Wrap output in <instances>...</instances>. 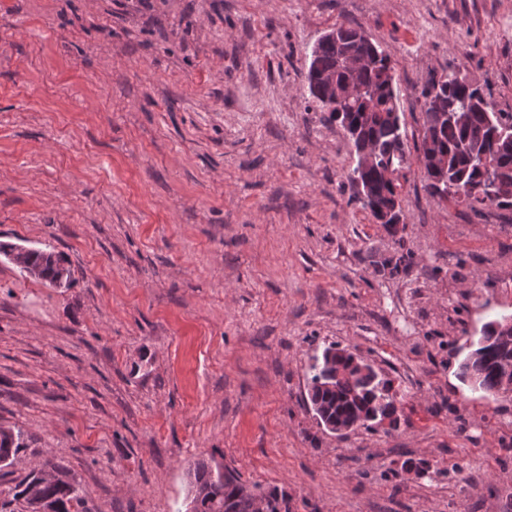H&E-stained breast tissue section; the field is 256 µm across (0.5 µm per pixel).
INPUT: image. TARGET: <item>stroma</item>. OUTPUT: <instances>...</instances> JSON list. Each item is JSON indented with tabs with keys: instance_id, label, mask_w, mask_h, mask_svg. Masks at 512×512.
<instances>
[{
	"instance_id": "1",
	"label": "stroma",
	"mask_w": 512,
	"mask_h": 512,
	"mask_svg": "<svg viewBox=\"0 0 512 512\" xmlns=\"http://www.w3.org/2000/svg\"><path fill=\"white\" fill-rule=\"evenodd\" d=\"M341 24L396 68L398 237L308 93ZM448 73L512 112V0H0V244L74 271L53 288L0 256V428L27 443L0 493L50 460L87 512H183L203 458L287 512H512V399L452 349L512 313V207L426 187L421 92ZM332 344L392 380L397 429L317 424Z\"/></svg>"
}]
</instances>
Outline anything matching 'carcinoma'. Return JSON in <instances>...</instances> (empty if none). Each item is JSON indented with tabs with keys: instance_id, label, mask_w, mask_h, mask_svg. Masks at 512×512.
Here are the masks:
<instances>
[{
	"instance_id": "1",
	"label": "carcinoma",
	"mask_w": 512,
	"mask_h": 512,
	"mask_svg": "<svg viewBox=\"0 0 512 512\" xmlns=\"http://www.w3.org/2000/svg\"><path fill=\"white\" fill-rule=\"evenodd\" d=\"M309 93L348 133L355 154H370L371 166L354 167L348 174L359 187L362 207L379 219L383 206L399 198L396 180L386 176L389 165L407 162L401 116L395 91V67L390 56L362 29L339 25L313 47L307 71ZM424 127L437 133L435 151L446 160L441 184L425 162L419 163L431 193L446 195L478 211L484 207L512 206L511 197H474L468 186L478 177L493 182L503 170L512 177V140H493L494 132L512 127V113L501 112L484 89L462 82L455 75L430 83L422 92ZM0 252L22 271L48 284L62 278L73 282V271L63 254L49 248H6ZM512 313L484 324L481 336L467 344L459 364L460 378L487 398L512 389ZM325 348L312 357L307 397L319 425L334 422L367 430L389 421L397 427V393L391 381L370 366L360 368ZM25 447L20 431L0 428V469L10 466ZM48 478L35 472L15 486L13 498L23 500L27 512H80L82 491L70 483L58 466L50 465ZM189 509L193 512H281L282 495L260 492L230 473H220L204 461L187 468Z\"/></svg>"
}]
</instances>
